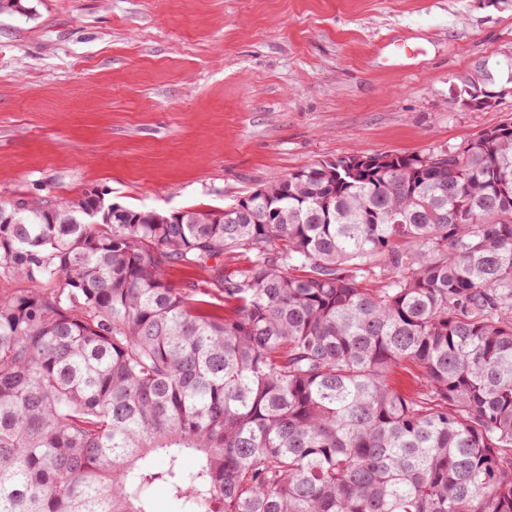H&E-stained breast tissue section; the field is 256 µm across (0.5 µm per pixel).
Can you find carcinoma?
Returning a JSON list of instances; mask_svg holds the SVG:
<instances>
[{"instance_id": "1", "label": "carcinoma", "mask_w": 512, "mask_h": 512, "mask_svg": "<svg viewBox=\"0 0 512 512\" xmlns=\"http://www.w3.org/2000/svg\"><path fill=\"white\" fill-rule=\"evenodd\" d=\"M75 203L0 200V512H512V121L224 208Z\"/></svg>"}]
</instances>
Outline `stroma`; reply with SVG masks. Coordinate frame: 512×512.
I'll return each mask as SVG.
<instances>
[{"instance_id": "stroma-1", "label": "stroma", "mask_w": 512, "mask_h": 512, "mask_svg": "<svg viewBox=\"0 0 512 512\" xmlns=\"http://www.w3.org/2000/svg\"><path fill=\"white\" fill-rule=\"evenodd\" d=\"M0 12V200L231 204L512 118V0H21ZM484 64L505 93L462 104Z\"/></svg>"}]
</instances>
